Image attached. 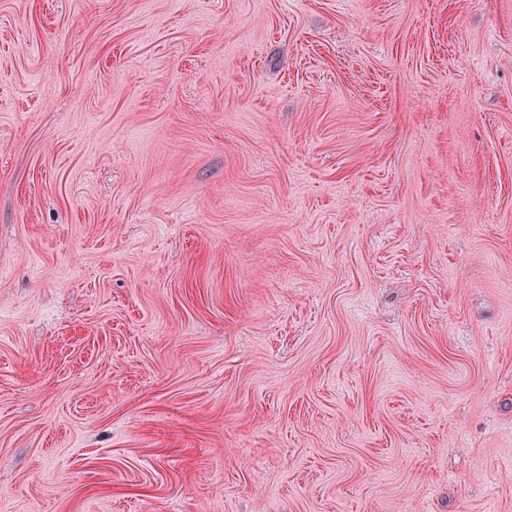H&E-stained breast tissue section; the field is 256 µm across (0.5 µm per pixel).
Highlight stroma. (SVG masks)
Returning a JSON list of instances; mask_svg holds the SVG:
<instances>
[{
    "mask_svg": "<svg viewBox=\"0 0 512 512\" xmlns=\"http://www.w3.org/2000/svg\"><path fill=\"white\" fill-rule=\"evenodd\" d=\"M0 512H512V0H0Z\"/></svg>",
    "mask_w": 512,
    "mask_h": 512,
    "instance_id": "stroma-1",
    "label": "stroma"
}]
</instances>
